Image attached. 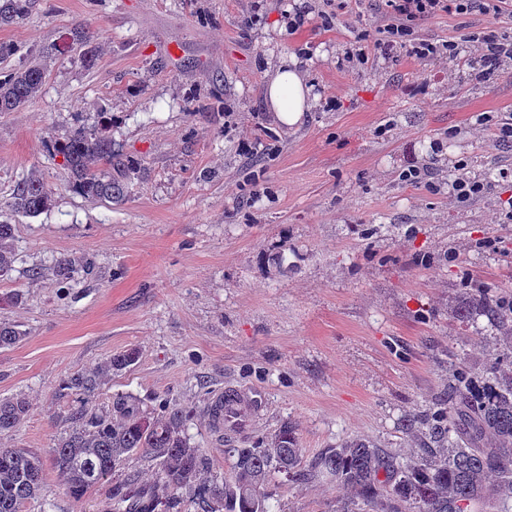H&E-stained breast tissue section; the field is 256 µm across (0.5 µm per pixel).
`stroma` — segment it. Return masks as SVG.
Here are the masks:
<instances>
[{
  "instance_id": "stroma-1",
  "label": "stroma",
  "mask_w": 512,
  "mask_h": 512,
  "mask_svg": "<svg viewBox=\"0 0 512 512\" xmlns=\"http://www.w3.org/2000/svg\"><path fill=\"white\" fill-rule=\"evenodd\" d=\"M317 7L292 33L289 0H42L0 28L17 48L11 68L63 46L75 23L102 32L97 67L65 49L39 97L0 112V211L32 174L52 198L11 218L18 260L0 281V325L23 338L0 348V398L24 395L32 409L0 448L49 457L70 425L64 380L133 348L138 360L105 379L96 411L118 393L147 411L185 407L211 478L229 476L228 444L251 447L286 422L308 459L352 439L404 458L419 448L406 420L446 402L451 367L479 373L506 352L461 306L468 287L512 294V143L476 123L512 113V67L485 80L400 50L342 69L358 32L387 23L384 4ZM485 26L512 35V14H443L416 34L439 42ZM291 56L307 62L311 108L286 129L265 88ZM105 113L134 167L119 204L75 194L49 149ZM459 162L487 182L482 196L449 200ZM413 165L433 186L402 179ZM67 256L80 264L63 285L52 267ZM224 389L244 394L245 431L213 430L207 407ZM45 473L24 512H106L104 488L76 503ZM344 496L280 478L272 502L336 512Z\"/></svg>"
}]
</instances>
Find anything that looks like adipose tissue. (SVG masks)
<instances>
[{"label": "adipose tissue", "mask_w": 512, "mask_h": 512, "mask_svg": "<svg viewBox=\"0 0 512 512\" xmlns=\"http://www.w3.org/2000/svg\"><path fill=\"white\" fill-rule=\"evenodd\" d=\"M310 89L297 59L280 62L266 86V99L280 126H296L310 108Z\"/></svg>", "instance_id": "adipose-tissue-1"}]
</instances>
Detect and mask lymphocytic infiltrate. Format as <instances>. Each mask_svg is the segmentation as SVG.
<instances>
[{"label": "lymphocytic infiltrate", "mask_w": 512, "mask_h": 512, "mask_svg": "<svg viewBox=\"0 0 512 512\" xmlns=\"http://www.w3.org/2000/svg\"><path fill=\"white\" fill-rule=\"evenodd\" d=\"M392 20L379 31L372 47L355 42L347 47L342 60L347 64L368 62L369 52L391 55L405 49L417 58L430 62L443 58L458 57L462 43H470L473 52L470 63L483 77L494 75L505 61H512V38L485 27L465 35L463 40L448 39L439 43L421 40L412 41L411 35L416 22L442 14H472L497 16L512 13V0H386Z\"/></svg>", "instance_id": "f902f5d3"}]
</instances>
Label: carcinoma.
Listing matches in <instances>:
<instances>
[{
  "label": "carcinoma",
  "mask_w": 512,
  "mask_h": 512,
  "mask_svg": "<svg viewBox=\"0 0 512 512\" xmlns=\"http://www.w3.org/2000/svg\"><path fill=\"white\" fill-rule=\"evenodd\" d=\"M39 0H0V27L30 15ZM100 32L89 24L69 30V47L80 49L84 66H97ZM58 47L46 48L27 64L0 72V112H13L35 100L44 85L47 59ZM112 118L95 131L74 128L53 146L62 156L73 190L108 203L125 200L131 166L112 151L106 135ZM51 205L43 181L32 174L15 187L10 211L35 217ZM15 225L0 221V277L17 261ZM76 259L55 261L61 283L73 279ZM467 313L486 317L502 338L512 340V296L490 297L473 288ZM138 358L135 349L112 356L90 372L71 375L64 389L74 396L71 425L52 451V466L69 497L81 501L133 456L156 463L155 480L138 485L130 479L107 489L110 512H184L183 494L200 512H274L270 487L283 474L292 484L325 480L350 496L337 512H512V356L495 357L480 375L454 371L449 407L407 420L406 430L428 428L434 448L402 461L369 441H346L303 460L295 428L283 424L267 442L254 448H229L231 479L208 484L203 476L209 459L187 433L185 409L167 403L160 413L147 412L140 400L124 394L112 399L110 416L93 408L105 378ZM29 411L25 397L0 399V432L15 428ZM45 469L37 452L0 448V512H22L23 505L44 490Z\"/></svg>",
  "instance_id": "obj_1"
}]
</instances>
